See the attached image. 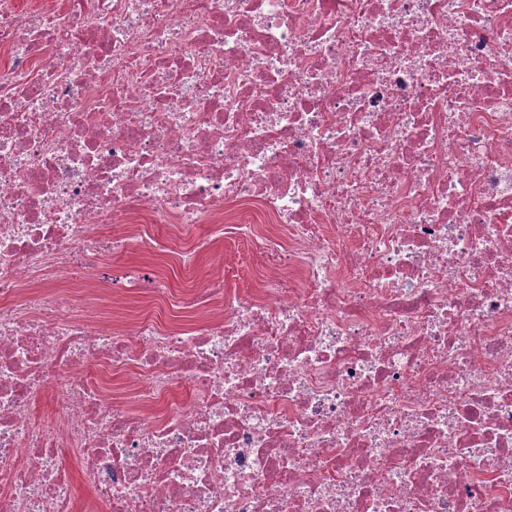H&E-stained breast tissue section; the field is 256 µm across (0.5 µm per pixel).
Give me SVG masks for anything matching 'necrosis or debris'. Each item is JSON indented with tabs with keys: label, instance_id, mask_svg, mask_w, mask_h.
Instances as JSON below:
<instances>
[{
	"label": "necrosis or debris",
	"instance_id": "obj_1",
	"mask_svg": "<svg viewBox=\"0 0 512 512\" xmlns=\"http://www.w3.org/2000/svg\"><path fill=\"white\" fill-rule=\"evenodd\" d=\"M157 224L203 286L67 290ZM75 465L84 512H512V0H0V512ZM259 259V254L252 247L244 244L225 249L224 262L231 263L236 274L231 285L232 288L244 290L252 287L250 269Z\"/></svg>",
	"mask_w": 512,
	"mask_h": 512
}]
</instances>
